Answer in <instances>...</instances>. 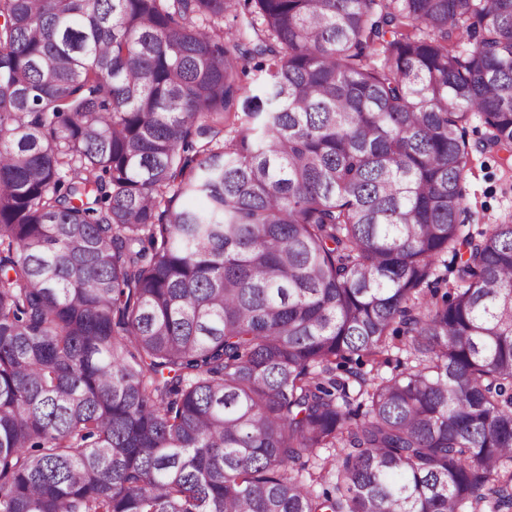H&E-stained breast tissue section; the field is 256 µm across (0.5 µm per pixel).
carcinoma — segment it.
I'll use <instances>...</instances> for the list:
<instances>
[{
	"label": "carcinoma",
	"instance_id": "cac0c4a2",
	"mask_svg": "<svg viewBox=\"0 0 512 512\" xmlns=\"http://www.w3.org/2000/svg\"><path fill=\"white\" fill-rule=\"evenodd\" d=\"M475 116L512 0H0V512H512Z\"/></svg>",
	"mask_w": 512,
	"mask_h": 512
}]
</instances>
